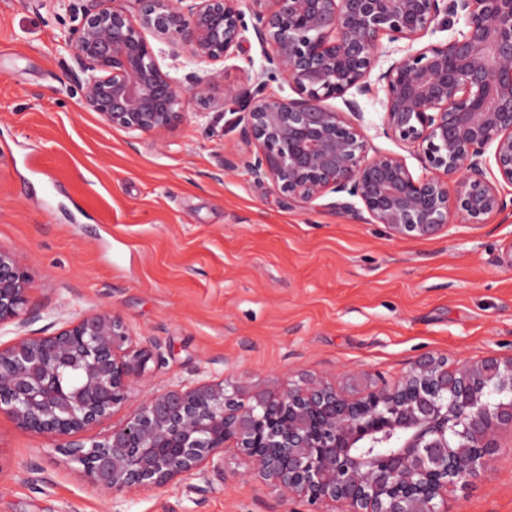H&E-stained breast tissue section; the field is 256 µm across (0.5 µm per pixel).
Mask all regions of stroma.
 I'll list each match as a JSON object with an SVG mask.
<instances>
[{
  "instance_id": "35a3bbf8",
  "label": "stroma",
  "mask_w": 512,
  "mask_h": 512,
  "mask_svg": "<svg viewBox=\"0 0 512 512\" xmlns=\"http://www.w3.org/2000/svg\"><path fill=\"white\" fill-rule=\"evenodd\" d=\"M66 0H0V247L25 257L40 335L107 310L153 354L99 439L147 396L202 380L246 393L323 378H399L421 357H512V212L394 239L363 207L288 201L245 169L249 107L224 97L261 61L249 40L207 119L133 136L81 108L63 38ZM55 439L0 413V512H308L306 502L224 469L136 493L94 485ZM448 512H512V447L448 496Z\"/></svg>"
}]
</instances>
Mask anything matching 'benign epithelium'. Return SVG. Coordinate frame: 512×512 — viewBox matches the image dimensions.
Instances as JSON below:
<instances>
[{"label": "benign epithelium", "instance_id": "obj_1", "mask_svg": "<svg viewBox=\"0 0 512 512\" xmlns=\"http://www.w3.org/2000/svg\"><path fill=\"white\" fill-rule=\"evenodd\" d=\"M65 34L82 78L83 108L138 136L173 127L190 103L210 106L224 60L253 32L259 70L224 95L249 103L252 149L224 154L222 170L246 168L283 196L312 204L328 193L360 200L371 220L400 240L459 223L484 224L507 209L486 177L485 154L512 185V0H93ZM251 22H246V19ZM463 28L420 48L428 32ZM153 34L194 70L161 68ZM387 42H382V39ZM409 41L407 49L396 45ZM279 79L297 98L267 93ZM379 85V133L412 150L369 154L357 100ZM342 98L347 111L326 104ZM23 256L0 247V412L60 441L89 480L134 491L224 469L231 444L256 474L312 505L348 512H447L448 493L494 462L512 438V358L450 368L421 358L400 380L359 393L312 381L244 402L224 382L202 381L145 398L102 441L82 434L129 398L151 360L130 352V333L109 311L36 336L27 310Z\"/></svg>", "mask_w": 512, "mask_h": 512}]
</instances>
